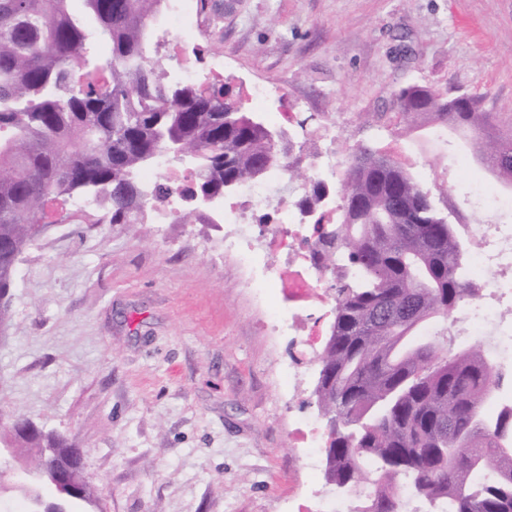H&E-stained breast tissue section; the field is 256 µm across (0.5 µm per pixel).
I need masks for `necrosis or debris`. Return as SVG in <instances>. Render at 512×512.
<instances>
[{
    "mask_svg": "<svg viewBox=\"0 0 512 512\" xmlns=\"http://www.w3.org/2000/svg\"><path fill=\"white\" fill-rule=\"evenodd\" d=\"M165 41L184 48L183 34L193 22L192 0H165L159 19ZM301 186L288 183L282 173L259 182H246L224 204V221L236 233H224V256L234 258L247 273L246 284L258 296L277 290L279 303L270 311L263 329L293 341L289 373L312 361L319 349L322 319L308 309L317 302L330 306L328 272L313 257L315 238L298 213L295 202ZM274 206L275 224L255 236L257 213ZM481 207L491 215L481 224H462L458 232L465 245L464 265L480 288L477 297L463 302L451 315L448 333L477 337L501 376L512 375V188H486Z\"/></svg>",
    "mask_w": 512,
    "mask_h": 512,
    "instance_id": "4bbe7bcc",
    "label": "necrosis or debris"
}]
</instances>
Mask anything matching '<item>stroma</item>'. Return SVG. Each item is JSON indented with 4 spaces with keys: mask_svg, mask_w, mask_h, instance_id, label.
Returning a JSON list of instances; mask_svg holds the SVG:
<instances>
[{
    "mask_svg": "<svg viewBox=\"0 0 512 512\" xmlns=\"http://www.w3.org/2000/svg\"><path fill=\"white\" fill-rule=\"evenodd\" d=\"M182 74L224 58L240 95L297 113L304 153L324 118L336 158L392 138L420 148L410 168L445 181L451 223L466 222L471 183L445 171L429 127L405 130L395 95L429 84L481 97L512 122V0H210L186 51L152 45ZM216 225L55 224L21 256L0 340V402L84 452L93 512H294L331 489L294 447L298 419L318 417L306 383L289 382L287 337Z\"/></svg>",
    "mask_w": 512,
    "mask_h": 512,
    "instance_id": "obj_1",
    "label": "stroma"
}]
</instances>
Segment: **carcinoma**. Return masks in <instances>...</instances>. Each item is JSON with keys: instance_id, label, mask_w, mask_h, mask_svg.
Masks as SVG:
<instances>
[{"instance_id": "obj_1", "label": "carcinoma", "mask_w": 512, "mask_h": 512, "mask_svg": "<svg viewBox=\"0 0 512 512\" xmlns=\"http://www.w3.org/2000/svg\"><path fill=\"white\" fill-rule=\"evenodd\" d=\"M159 8L160 0H0V294L13 287L37 225L90 221L104 209L129 228L167 205L171 188L141 179L170 160L166 145H178L196 175L188 198L230 199L282 165L290 140H271L229 82L197 88L152 60ZM396 105L408 126L433 118L495 138L480 161L493 175L512 172V135H494L495 113L480 98L412 84ZM288 178L309 186L320 265L358 272L336 276L330 335L315 357L326 483L371 485L367 512H403L402 482L420 512H440L445 501V512H512V410H484L498 387L491 362L478 342L461 352L446 335L420 334L479 293L433 190L392 154L363 145L334 195L298 168ZM171 214L178 224L209 218L195 203ZM6 418L19 445L37 450L35 470L69 453L62 437L0 407ZM43 486L21 476L12 489L39 512L56 500Z\"/></svg>"}]
</instances>
